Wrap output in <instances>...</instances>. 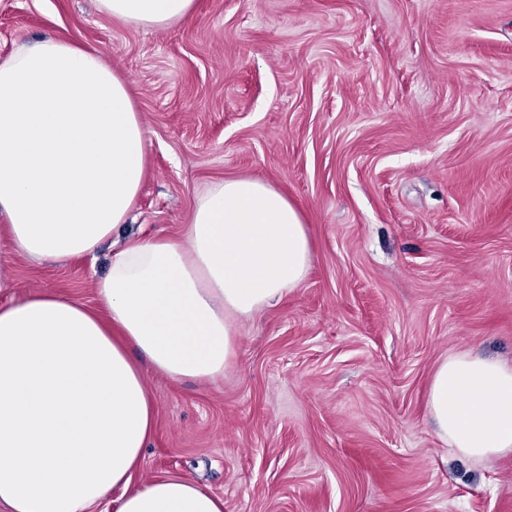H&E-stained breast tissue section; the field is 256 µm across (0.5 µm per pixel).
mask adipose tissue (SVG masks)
I'll list each match as a JSON object with an SVG mask.
<instances>
[{
  "instance_id": "adipose-tissue-1",
  "label": "adipose tissue",
  "mask_w": 512,
  "mask_h": 512,
  "mask_svg": "<svg viewBox=\"0 0 512 512\" xmlns=\"http://www.w3.org/2000/svg\"><path fill=\"white\" fill-rule=\"evenodd\" d=\"M163 29L195 0H97ZM147 140L127 83L96 49L44 38L0 60V216L14 249L52 262L94 254L128 223ZM296 206L252 178L211 185L183 239L137 238L95 283L98 311L42 293L0 306V507L7 512H224L177 475L130 482L155 427L146 370L222 380L237 325L309 270ZM428 407L457 455L512 453V365L470 353L435 371Z\"/></svg>"
}]
</instances>
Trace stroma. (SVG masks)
<instances>
[{"label": "stroma", "instance_id": "35a3bbf8", "mask_svg": "<svg viewBox=\"0 0 512 512\" xmlns=\"http://www.w3.org/2000/svg\"><path fill=\"white\" fill-rule=\"evenodd\" d=\"M46 36L128 82L145 177L96 258L1 236V306L96 309L112 250L181 238L227 179L287 193L311 240L302 284L239 322L223 380L147 373L132 488L183 475L224 512H512V454L456 456L428 412L448 356L512 363V0H196L165 29L0 0V57Z\"/></svg>", "mask_w": 512, "mask_h": 512}]
</instances>
